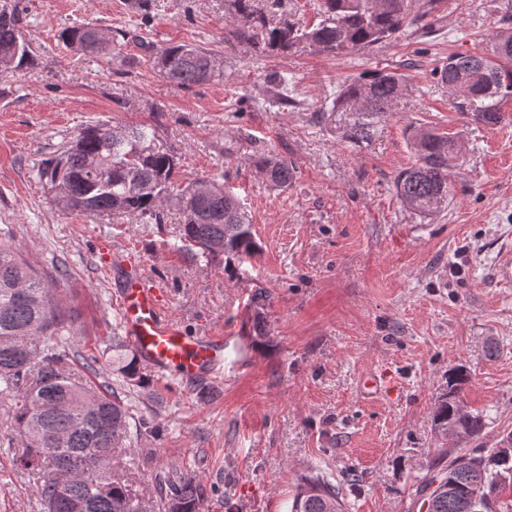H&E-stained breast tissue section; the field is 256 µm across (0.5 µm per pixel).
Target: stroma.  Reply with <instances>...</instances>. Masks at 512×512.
Wrapping results in <instances>:
<instances>
[{
    "instance_id": "35a3bbf8",
    "label": "stroma",
    "mask_w": 512,
    "mask_h": 512,
    "mask_svg": "<svg viewBox=\"0 0 512 512\" xmlns=\"http://www.w3.org/2000/svg\"><path fill=\"white\" fill-rule=\"evenodd\" d=\"M28 15L34 65L0 74V243L53 280L70 333L67 354L101 356L121 329L120 270L100 243L136 251L169 291V315L191 333L231 336L233 365L193 383L151 375L128 394L124 458L150 451L132 477L154 498L157 471H191L209 493L201 512H290L304 475L361 492L345 512H420L415 489L433 461L461 446L441 439L433 416L448 375L470 380L461 407L482 415L477 443L512 431V100L500 124L463 112L435 70L448 55L481 51L502 30L512 0H437L424 20L389 40L340 55L239 46L228 0H150L139 34L155 48L195 43L222 52L224 78L183 89L159 76L130 43L103 59L66 47L60 32L90 22L137 26L128 0H18ZM402 74L394 109L371 114L344 99L352 82ZM288 81L280 103L271 77ZM154 125L177 154L176 184L222 178L244 200L260 250L242 263L194 258L178 222L90 218L60 211L39 176L55 146L87 125ZM368 123L372 137L351 138ZM452 133L453 197L424 218L404 206L394 178L410 166L413 130ZM232 155H225V147ZM265 147L291 160L283 191L257 175ZM395 395L365 388L385 369ZM15 401L0 400V512H45L37 477L16 470L26 444Z\"/></svg>"
}]
</instances>
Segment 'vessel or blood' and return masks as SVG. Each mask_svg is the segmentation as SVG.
Masks as SVG:
<instances>
[{"instance_id": "1", "label": "vessel or blood", "mask_w": 512, "mask_h": 512, "mask_svg": "<svg viewBox=\"0 0 512 512\" xmlns=\"http://www.w3.org/2000/svg\"><path fill=\"white\" fill-rule=\"evenodd\" d=\"M103 259L118 262L126 271L118 292L120 326L146 368L186 380L222 374L228 360L223 334L188 335L169 317L164 288L143 271L136 253L116 255L107 247Z\"/></svg>"}]
</instances>
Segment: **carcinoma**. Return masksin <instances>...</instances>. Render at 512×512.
I'll list each match as a JSON object with an SVG mask.
<instances>
[{"label": "carcinoma", "mask_w": 512, "mask_h": 512, "mask_svg": "<svg viewBox=\"0 0 512 512\" xmlns=\"http://www.w3.org/2000/svg\"><path fill=\"white\" fill-rule=\"evenodd\" d=\"M229 2L233 36L241 45L257 52L308 48L342 54L391 38L406 23L429 14L436 0H321L318 21L301 27L290 20L293 0ZM29 26L14 0L0 4V63L7 60L12 69L34 64ZM59 40L86 57L106 58L138 35L118 28L96 37L90 25L80 24L62 30ZM139 46L159 75L184 89L224 79V54L207 47ZM437 75L463 98L475 121L499 123L501 102L512 99V31L496 32L479 52L449 55ZM403 83L395 72H378L366 83L349 86L343 96L361 100L365 112H391ZM411 148L415 161L396 175V193L409 209L435 213L448 206L452 195L448 158L457 153V140L436 128L419 129ZM176 166L175 151L158 127L101 121L61 143L43 161L40 176L65 211L133 214L163 224L167 208L175 206L182 214L181 248L210 260L254 256L260 246L239 197L214 179L177 189ZM253 166L274 188L290 186L296 176L294 164L269 149L253 155ZM63 331L54 295L23 258L22 247L0 244V398L22 402L15 420L28 440L17 465L42 475L37 492L47 512H73L76 501L89 503L88 512H143L148 501L114 471L115 453L127 444L131 413L113 384L141 387L148 377L135 352L118 342L106 371L95 368V356L82 363L101 378L98 384L76 382L66 368V354L58 349ZM467 382L462 370L450 377L449 398L437 407L434 422L452 423L476 440L482 417L459 412L455 401ZM442 471L434 490L427 476L416 485L415 496L428 503V512H512V504L499 499L501 486L512 482V451L471 448ZM155 491L160 512H200L205 497L193 474L176 470L158 478ZM291 512H344L340 487L322 476L307 478Z\"/></svg>", "instance_id": "obj_1"}]
</instances>
